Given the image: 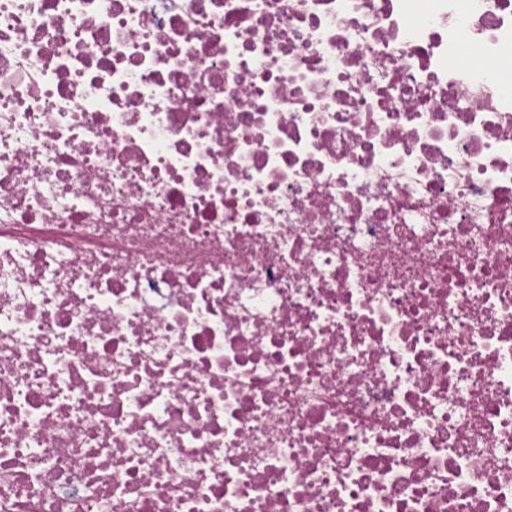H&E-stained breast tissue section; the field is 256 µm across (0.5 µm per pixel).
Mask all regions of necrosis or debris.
<instances>
[{
  "instance_id": "1",
  "label": "necrosis or debris",
  "mask_w": 512,
  "mask_h": 512,
  "mask_svg": "<svg viewBox=\"0 0 512 512\" xmlns=\"http://www.w3.org/2000/svg\"><path fill=\"white\" fill-rule=\"evenodd\" d=\"M512 0H0V512H512Z\"/></svg>"
}]
</instances>
